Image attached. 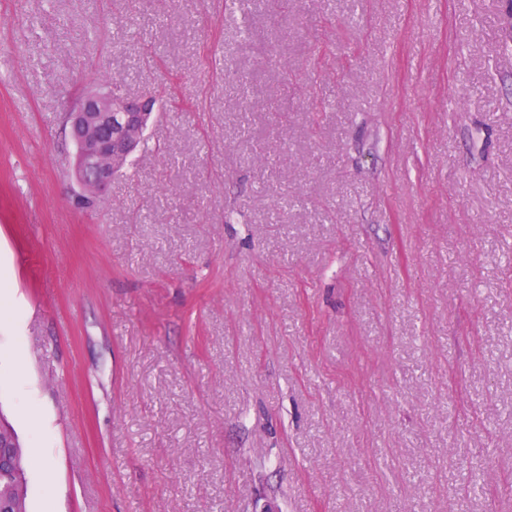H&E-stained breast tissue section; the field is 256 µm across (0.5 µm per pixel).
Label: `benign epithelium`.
<instances>
[{
  "mask_svg": "<svg viewBox=\"0 0 512 512\" xmlns=\"http://www.w3.org/2000/svg\"><path fill=\"white\" fill-rule=\"evenodd\" d=\"M154 104L152 99L95 90L70 113L76 144V180L87 191L81 196L83 201L93 200L135 152L137 136L149 120Z\"/></svg>",
  "mask_w": 512,
  "mask_h": 512,
  "instance_id": "1",
  "label": "benign epithelium"
}]
</instances>
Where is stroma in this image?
<instances>
[{"label": "stroma", "mask_w": 512, "mask_h": 512, "mask_svg": "<svg viewBox=\"0 0 512 512\" xmlns=\"http://www.w3.org/2000/svg\"><path fill=\"white\" fill-rule=\"evenodd\" d=\"M1 279L28 512H512V0H0ZM99 89L103 91L88 93L77 110L70 112L71 132L76 144L75 175L77 182L88 192V195H81L85 202H93L112 182L118 168L125 161L121 170L128 164L136 149L137 136L144 129L155 104L153 99L115 94L114 87L106 82L100 84ZM145 130L146 127L139 136V147L146 144Z\"/></svg>", "instance_id": "obj_1"}]
</instances>
